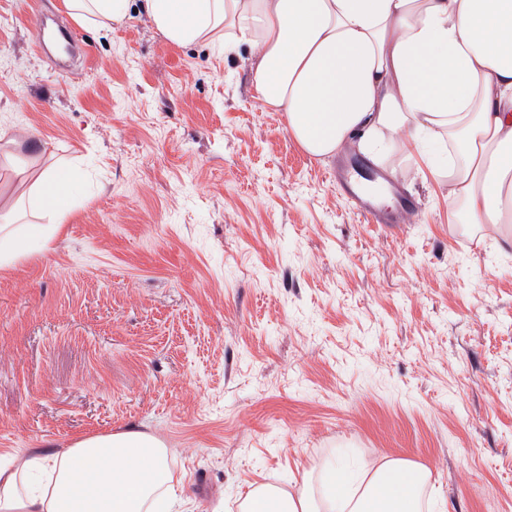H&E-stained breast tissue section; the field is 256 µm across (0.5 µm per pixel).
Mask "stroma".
<instances>
[{
  "mask_svg": "<svg viewBox=\"0 0 512 512\" xmlns=\"http://www.w3.org/2000/svg\"><path fill=\"white\" fill-rule=\"evenodd\" d=\"M0 0V131L82 184L42 253L0 270V465L134 428L174 512H240L331 458L431 471L424 512H512V246L462 223L395 135L324 160L266 109L245 55ZM65 27L67 67L36 45ZM361 163L416 205L358 213ZM359 176L360 175L354 166H351V168L343 167L336 171V178L342 182L347 193L357 204L360 214H362L368 221L374 217L376 220L386 219L388 221L397 222L403 219L407 212L411 211L410 206L404 204L401 205L402 211H400L396 217H384L376 202L363 192L361 182L358 178Z\"/></svg>",
  "mask_w": 512,
  "mask_h": 512,
  "instance_id": "35a3bbf8",
  "label": "stroma"
}]
</instances>
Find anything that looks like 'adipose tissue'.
Here are the masks:
<instances>
[{
    "instance_id": "adipose-tissue-1",
    "label": "adipose tissue",
    "mask_w": 512,
    "mask_h": 512,
    "mask_svg": "<svg viewBox=\"0 0 512 512\" xmlns=\"http://www.w3.org/2000/svg\"><path fill=\"white\" fill-rule=\"evenodd\" d=\"M69 16L123 25L130 0H63ZM169 42L227 55L249 45L259 100L283 113L290 135L325 159L357 146L388 162L394 133L459 204L466 223L512 245V0H142ZM25 164L33 209L51 224L0 227V268L44 251L72 203L73 173ZM52 477L30 484L0 468V512H170L168 451L137 429L97 434L50 458ZM430 471L400 459L356 471L328 463L321 492L257 486L244 512H422Z\"/></svg>"
}]
</instances>
